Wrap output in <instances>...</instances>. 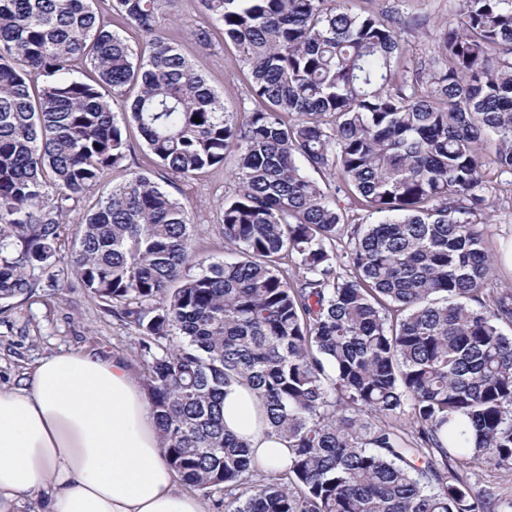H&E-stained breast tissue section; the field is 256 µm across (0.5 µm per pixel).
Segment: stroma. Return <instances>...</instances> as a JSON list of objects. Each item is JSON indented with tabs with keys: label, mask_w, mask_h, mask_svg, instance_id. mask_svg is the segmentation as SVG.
I'll use <instances>...</instances> for the list:
<instances>
[{
	"label": "stroma",
	"mask_w": 512,
	"mask_h": 512,
	"mask_svg": "<svg viewBox=\"0 0 512 512\" xmlns=\"http://www.w3.org/2000/svg\"><path fill=\"white\" fill-rule=\"evenodd\" d=\"M461 0H403V23L398 35L411 55L427 58L436 52L446 23ZM207 40H200L199 32ZM159 32L172 39L208 84L224 98L230 111H238L248 88V72L232 45L226 44L218 26L200 0H165L159 13ZM131 151L125 167L108 171L104 187L122 181L127 172L149 171L173 196L189 202L198 218L194 247L199 256L223 257L221 219L224 197L234 184L224 168L217 167L195 177L180 178L159 170L136 129H129ZM492 224L486 225L488 247L495 260L499 287L512 286V263L504 258L512 248V187L503 188L495 199ZM107 352L128 361L135 376H142L137 358V331L111 309L91 300L79 285L61 291L41 286L27 300L15 302L0 312V389L15 386L18 378L42 358L63 352Z\"/></svg>",
	"instance_id": "stroma-1"
}]
</instances>
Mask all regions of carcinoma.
Wrapping results in <instances>:
<instances>
[{"instance_id":"cac0c4a2","label":"carcinoma","mask_w":512,"mask_h":512,"mask_svg":"<svg viewBox=\"0 0 512 512\" xmlns=\"http://www.w3.org/2000/svg\"><path fill=\"white\" fill-rule=\"evenodd\" d=\"M161 2L116 0L152 35L136 55L92 0H0V308L59 283L61 226L128 127L175 177L231 146L232 257L197 258L193 209L137 171L74 228L82 287L137 329L169 466L224 512H512L469 482L512 472V287L484 235L512 185V0H462L411 67L393 6L200 0L248 68L240 112L158 32ZM231 384L287 467L224 431Z\"/></svg>"}]
</instances>
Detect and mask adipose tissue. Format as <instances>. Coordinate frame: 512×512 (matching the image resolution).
<instances>
[{
  "instance_id": "obj_1",
  "label": "adipose tissue",
  "mask_w": 512,
  "mask_h": 512,
  "mask_svg": "<svg viewBox=\"0 0 512 512\" xmlns=\"http://www.w3.org/2000/svg\"><path fill=\"white\" fill-rule=\"evenodd\" d=\"M224 427L256 462L287 466L290 450L268 436L252 390L225 387ZM41 492L50 512H204L176 485L146 389L108 353L46 357L20 388L0 390V512Z\"/></svg>"
}]
</instances>
